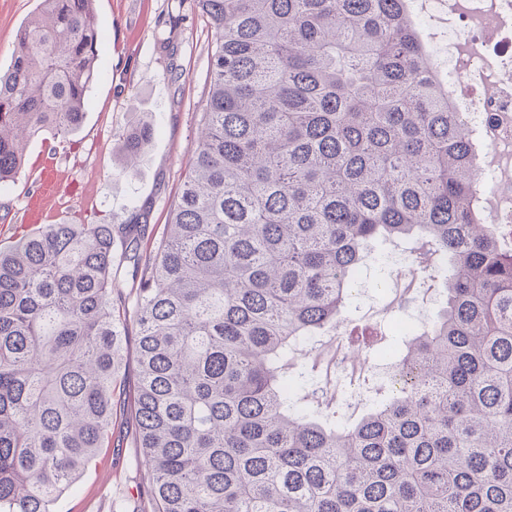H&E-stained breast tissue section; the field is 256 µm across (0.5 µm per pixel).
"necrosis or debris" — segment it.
Segmentation results:
<instances>
[{
    "label": "necrosis or debris",
    "mask_w": 512,
    "mask_h": 512,
    "mask_svg": "<svg viewBox=\"0 0 512 512\" xmlns=\"http://www.w3.org/2000/svg\"><path fill=\"white\" fill-rule=\"evenodd\" d=\"M448 34V103L489 149L478 200L493 224L512 223V0H417Z\"/></svg>",
    "instance_id": "obj_1"
}]
</instances>
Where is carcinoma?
<instances>
[{
  "mask_svg": "<svg viewBox=\"0 0 512 512\" xmlns=\"http://www.w3.org/2000/svg\"><path fill=\"white\" fill-rule=\"evenodd\" d=\"M202 127L165 239L143 214L0 249V512L50 506L130 407L151 512H512V248L405 0H199ZM94 0H40L0 72V182L29 138L80 130ZM136 121L123 173L147 156ZM442 281L400 386L353 422L298 359L336 328L372 241ZM141 271L133 304L112 288ZM137 374L118 379L128 321Z\"/></svg>",
  "mask_w": 512,
  "mask_h": 512,
  "instance_id": "carcinoma-1",
  "label": "carcinoma"
}]
</instances>
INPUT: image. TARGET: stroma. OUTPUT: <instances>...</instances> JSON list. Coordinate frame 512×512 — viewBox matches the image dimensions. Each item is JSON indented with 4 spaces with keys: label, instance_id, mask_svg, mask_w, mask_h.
<instances>
[{
    "label": "stroma",
    "instance_id": "1",
    "mask_svg": "<svg viewBox=\"0 0 512 512\" xmlns=\"http://www.w3.org/2000/svg\"><path fill=\"white\" fill-rule=\"evenodd\" d=\"M39 0H0V67L11 61L15 35ZM101 32L100 76L93 83L81 129L58 142L37 136L27 144V161L15 178L0 183V248L33 232L25 221L28 199L43 180H50L44 223L119 224L134 208L149 206L141 251L160 242L170 220L185 169L194 149L209 74L213 34L197 0H95ZM151 121L157 134L149 153L131 174H124L122 138L132 121ZM413 274L410 244L377 245L358 271L357 289L342 316L343 335L361 327L384 333L395 323L422 330L437 304L420 296L398 300L389 280L394 267ZM336 338L325 334L311 359L326 398L340 413L360 414L386 386L385 359H364L366 385L353 389L345 376L327 377ZM146 473L131 430L117 429L109 447L99 449L92 465L57 500L52 512H133L142 503Z\"/></svg>",
    "mask_w": 512,
    "mask_h": 512
}]
</instances>
